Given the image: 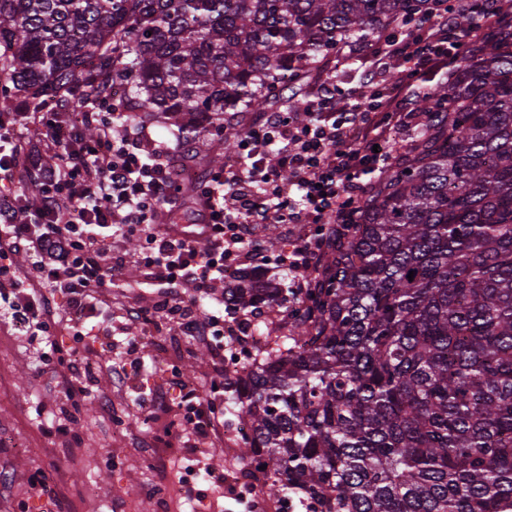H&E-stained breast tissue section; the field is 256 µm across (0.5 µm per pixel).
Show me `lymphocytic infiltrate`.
Masks as SVG:
<instances>
[{"instance_id": "1", "label": "lymphocytic infiltrate", "mask_w": 512, "mask_h": 512, "mask_svg": "<svg viewBox=\"0 0 512 512\" xmlns=\"http://www.w3.org/2000/svg\"><path fill=\"white\" fill-rule=\"evenodd\" d=\"M445 2L437 0L418 27L399 26L378 40L360 87L340 92L327 83L307 111L261 113L223 168L198 186L189 231L153 221L155 208L172 203L177 191L170 148L154 140L147 126L125 112H84L74 121L61 109L29 113L44 141L33 163L42 196L34 214L14 211L0 223V314L27 336L43 338L40 369L59 377L71 407L89 394L72 373L81 343L112 334V311L101 287L118 279L127 264L150 269L167 288L155 308H128L127 321L147 326L162 312L181 332L209 337L213 352L224 346V312L186 303L183 292L214 287L232 264L261 262L264 227L307 226L290 260L296 287H307L305 274L320 256L327 225L354 222L363 177L392 161L400 133L425 123L413 106L418 89L447 73L473 44L512 24V0H478L477 21L464 31ZM392 71L397 77L391 82ZM86 125L96 128V137L76 141ZM126 238L137 239L138 249L130 255L114 251L113 240ZM23 252L31 257L25 271L15 261ZM61 320L74 347L63 348L54 336ZM169 385L180 400H194L210 412L193 425L194 443L216 436L218 390L200 394L178 375Z\"/></svg>"}]
</instances>
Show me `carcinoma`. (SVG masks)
<instances>
[{"instance_id":"carcinoma-1","label":"carcinoma","mask_w":512,"mask_h":512,"mask_svg":"<svg viewBox=\"0 0 512 512\" xmlns=\"http://www.w3.org/2000/svg\"><path fill=\"white\" fill-rule=\"evenodd\" d=\"M434 0H0V90L26 109L86 111L105 89L162 114L212 172L314 62L427 18ZM428 121L372 184L353 224H329L309 287L243 270L224 305L285 303L279 335L224 373L262 491L313 512H512V29L421 90ZM414 279H408L409 273Z\"/></svg>"}]
</instances>
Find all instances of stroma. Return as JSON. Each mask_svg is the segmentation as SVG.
<instances>
[{
    "label": "stroma",
    "instance_id": "1",
    "mask_svg": "<svg viewBox=\"0 0 512 512\" xmlns=\"http://www.w3.org/2000/svg\"><path fill=\"white\" fill-rule=\"evenodd\" d=\"M160 291L138 267L124 270L105 291L112 305L113 340L141 332L140 326L127 325L125 310L152 305ZM179 335L173 323L164 325L161 333L146 334L139 352L141 372L122 383L111 380L108 360L97 358L92 373L83 379L91 396L70 423L69 434L49 438L40 422L59 415L65 405L63 394L50 375L38 370L39 344L0 319V433L17 442L16 447L0 450V512H13L27 498L28 479L39 470L51 472L60 512H188L191 491L182 482L188 460L200 459L216 473L230 475L223 437L197 448L155 444L154 436L177 420L178 409H160L150 417L135 404L142 382L165 389L171 373L158 356V341ZM103 398L120 413L126 424L123 431H115L111 417L101 412ZM110 456L120 458L121 469L106 465ZM157 485L172 489L168 502L149 495V488Z\"/></svg>",
    "mask_w": 512,
    "mask_h": 512
}]
</instances>
